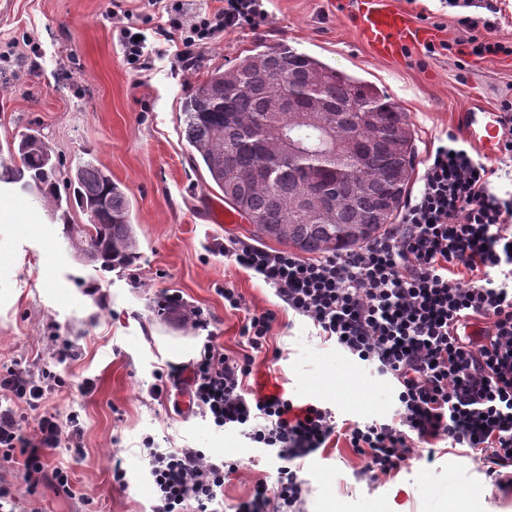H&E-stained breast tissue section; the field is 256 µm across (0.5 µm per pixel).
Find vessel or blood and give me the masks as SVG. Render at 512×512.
I'll use <instances>...</instances> for the list:
<instances>
[{"instance_id": "b4317fda", "label": "vessel or blood", "mask_w": 512, "mask_h": 512, "mask_svg": "<svg viewBox=\"0 0 512 512\" xmlns=\"http://www.w3.org/2000/svg\"><path fill=\"white\" fill-rule=\"evenodd\" d=\"M357 10L361 39L379 57L397 58L405 43L423 39L422 30L412 27L407 16L394 8L391 0H357ZM459 123L481 156L495 154L504 130L500 115L474 102L460 113Z\"/></svg>"}]
</instances>
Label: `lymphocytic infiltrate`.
Masks as SVG:
<instances>
[{
    "label": "lymphocytic infiltrate",
    "mask_w": 512,
    "mask_h": 512,
    "mask_svg": "<svg viewBox=\"0 0 512 512\" xmlns=\"http://www.w3.org/2000/svg\"><path fill=\"white\" fill-rule=\"evenodd\" d=\"M163 16L153 34L166 41L171 57L188 65L197 49L221 34L257 28L267 18L264 0H224L214 11H189L183 0H148ZM467 33L472 55L503 52L488 34L504 21L495 0L487 17L469 15L476 0H447ZM128 64L146 67L151 59L130 10L113 13ZM499 112L506 131L491 166L474 156L466 141L447 134L432 148L418 195L410 199L398 224L359 247L304 258L239 239L225 255L254 271L294 314L311 320L324 339L365 362L395 385L397 408L390 420L339 427L332 412L299 404L275 391L247 389L252 352L265 347L277 321L275 310L250 313L242 333L250 348L239 359L217 350L210 315L185 305L173 294L157 302L159 313L176 315L204 331L199 358L173 367L165 387L186 395L188 405L216 429H234L274 450L280 462L275 485L256 483L232 512H287L303 499L299 459L343 436L367 457L360 476L378 480L401 471L410 460L433 461L434 447L479 454L482 469L499 490L512 492V190L496 192L494 182L512 167V99ZM485 323L479 340L461 336L469 321ZM14 405L0 410V470L22 463L28 485L18 489L0 479V512H39L38 488L71 493L68 471L54 466L48 450L64 439L55 414H41L25 430L17 406L36 407L44 387L21 366L0 374V390ZM154 490L151 512H211L224 479L237 463L201 448L164 449L153 437L142 441Z\"/></svg>",
    "instance_id": "obj_1"
}]
</instances>
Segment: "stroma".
<instances>
[{
	"label": "stroma",
	"instance_id": "35a3bbf8",
	"mask_svg": "<svg viewBox=\"0 0 512 512\" xmlns=\"http://www.w3.org/2000/svg\"><path fill=\"white\" fill-rule=\"evenodd\" d=\"M392 3L432 32L439 53L410 43L399 60L376 58L358 35L349 0H268L262 26L202 45L195 68L185 71L158 42L149 68L128 65L109 16L112 0H0V157L25 127H40L62 168L93 161L136 203L137 257L109 271L68 249L67 224L48 209L37 225L21 215L0 222V369L21 363L47 391L38 409H22L24 422L50 411L79 428L51 458L69 470L72 492L42 491L41 512H150L153 490L140 456L147 436L165 448H201L237 463L238 473L224 482V504L247 498L256 481L275 483L278 463L266 449L238 432L214 430L199 415H176L168 399L152 395L171 364L162 340L200 345L206 337L158 314L165 292L212 316L216 343L229 357L244 350L241 328L250 311H277L250 387L278 386L294 401L330 409L340 423L391 418L389 379L319 336L260 275L225 256V242L254 240V227L216 222L213 207L224 198L194 167L180 113L208 71L256 48L288 45L372 83L407 114L415 147L408 192L416 194L428 152L446 132H459V113L474 100L494 108L512 97V0L505 2L507 22L490 35L505 53L482 59L447 51L459 31L439 0ZM228 288L243 296L244 309L225 308ZM115 454L128 473L124 490L112 483ZM470 458L443 441L434 462L415 460L366 482L358 477L366 457L332 442L300 462L307 488L300 512H443L463 489L480 498L483 512H512V494L498 491Z\"/></svg>",
	"mask_w": 512,
	"mask_h": 512
}]
</instances>
